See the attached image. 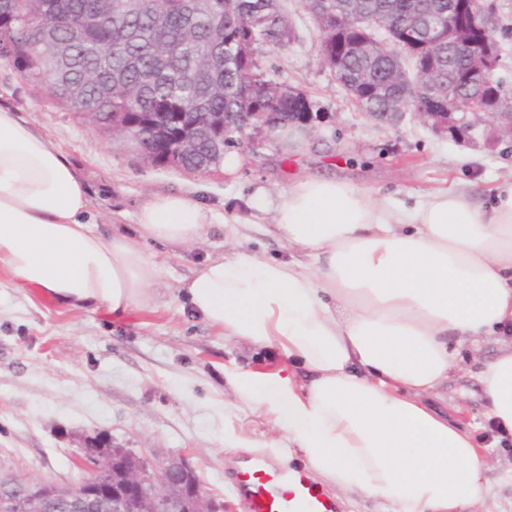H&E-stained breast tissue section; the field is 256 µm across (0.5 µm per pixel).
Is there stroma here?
<instances>
[{"label": "stroma", "mask_w": 512, "mask_h": 512, "mask_svg": "<svg viewBox=\"0 0 512 512\" xmlns=\"http://www.w3.org/2000/svg\"><path fill=\"white\" fill-rule=\"evenodd\" d=\"M287 6L293 43L261 50L259 58L277 82L306 92L321 117L303 130L299 149L263 130L225 148L239 161L231 172L152 165L125 137L68 112L45 80L0 58V105L16 109L78 167L90 187L88 214L103 231L133 232L140 208L158 193L184 194L216 216L195 247L143 243L163 270L152 286L155 301L118 318L103 308L54 303L0 266V467L66 484L80 475L75 461L85 440L107 438L150 462L188 456L209 498L225 512H245L232 486L242 462L265 453L296 466L301 456L268 416L235 398L225 374L268 369L276 352L225 339L192 313L183 280L238 246L288 257L285 242L268 232L272 211L252 205L260 190L275 202L289 185L320 176L409 207L443 187L486 207L492 188L512 180V140L491 137L484 120L455 137L410 110L391 125L362 114L324 64L300 0ZM228 223L240 231L237 242L224 239ZM501 346L500 337L489 336L460 348L447 385L432 400L436 410L471 425L490 461L484 512H512V442H496L476 378L480 361Z\"/></svg>", "instance_id": "stroma-1"}]
</instances>
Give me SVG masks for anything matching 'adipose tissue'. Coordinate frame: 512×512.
Instances as JSON below:
<instances>
[{
  "label": "adipose tissue",
  "instance_id": "1",
  "mask_svg": "<svg viewBox=\"0 0 512 512\" xmlns=\"http://www.w3.org/2000/svg\"><path fill=\"white\" fill-rule=\"evenodd\" d=\"M483 209L462 192H425L414 207L310 177L272 207L295 252L239 248L184 283L195 313L226 339L278 348L276 371L232 373L235 397L264 411L308 468L339 491L393 512H480L490 463L437 394L465 343L512 335V181ZM89 187L44 134L0 107V264L54 302L123 316L149 305L160 266L139 246L191 247L212 213L153 195L134 234L85 222ZM477 380L500 437H512V345Z\"/></svg>",
  "mask_w": 512,
  "mask_h": 512
}]
</instances>
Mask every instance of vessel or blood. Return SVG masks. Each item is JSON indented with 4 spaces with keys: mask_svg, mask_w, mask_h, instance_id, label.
I'll use <instances>...</instances> for the list:
<instances>
[{
    "mask_svg": "<svg viewBox=\"0 0 512 512\" xmlns=\"http://www.w3.org/2000/svg\"><path fill=\"white\" fill-rule=\"evenodd\" d=\"M246 512H336L334 502L300 470L255 454L234 476Z\"/></svg>",
    "mask_w": 512,
    "mask_h": 512,
    "instance_id": "vessel-or-blood-1",
    "label": "vessel or blood"
}]
</instances>
